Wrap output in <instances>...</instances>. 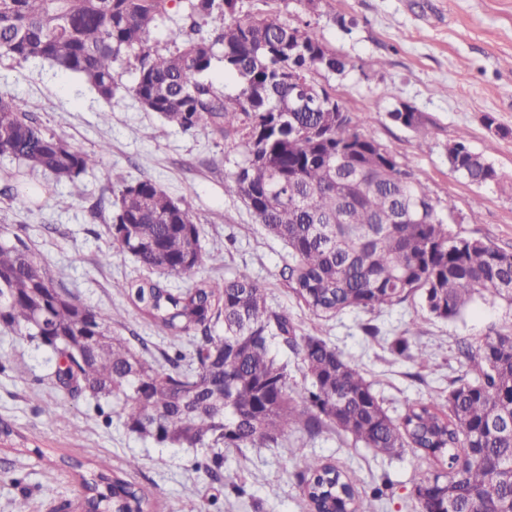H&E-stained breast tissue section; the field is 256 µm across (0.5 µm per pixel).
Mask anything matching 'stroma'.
<instances>
[{
  "label": "stroma",
  "mask_w": 512,
  "mask_h": 512,
  "mask_svg": "<svg viewBox=\"0 0 512 512\" xmlns=\"http://www.w3.org/2000/svg\"><path fill=\"white\" fill-rule=\"evenodd\" d=\"M246 6H269L282 18L309 22L351 63L328 83L351 116H368L363 133L430 188L452 233L512 251V0H316L311 6L305 0H247ZM343 17L354 19L351 31L341 29ZM374 59L381 67H371ZM118 73L123 87L107 104L76 75L46 62L20 64L0 51V96L14 97L76 148L109 146L98 166L74 185L0 157V172H20L25 183L43 191L40 201L23 204L0 192V226H23L57 281L85 303L105 315L122 310L112 329L147 340L145 358L159 356L169 341L119 292V282L145 271L131 254L113 251L109 228L123 186L147 179L188 205L202 226L203 246L224 256L223 267L169 276L167 285L184 288L202 278L250 273L267 289L272 307L288 313L298 335L324 337L357 365L391 417H401L408 404L446 398L460 374V344L475 347L488 334L512 332V305L504 301L476 302L453 320L433 317L416 296L379 311L315 318L281 275L288 259L283 243L240 198L224 192L240 148L206 129L166 124L130 93L131 68L119 67ZM404 105L432 121L428 143L390 119ZM460 139L484 154L501 174L500 183L477 185L452 172L447 148ZM105 251L112 261L102 267L98 259ZM368 322L381 328L377 339L364 335ZM397 336L409 337L411 357L392 352ZM1 353L10 362L0 370V421L48 454H19L0 443V512H11L12 501L23 495L29 512H80V481L60 465L63 455L110 460L114 471L150 498L152 512H309L297 478L305 456L337 465L358 489L386 484L377 512H416L415 487L437 467L414 448L380 455L334 429L312 440L293 430L276 448L226 449L216 480L195 467L204 450L159 446L130 434L117 406L111 424H104L91 399L56 389L48 354L37 343L0 331ZM131 459L136 469L126 468ZM236 484L244 486L245 496L234 494Z\"/></svg>",
  "instance_id": "stroma-1"
}]
</instances>
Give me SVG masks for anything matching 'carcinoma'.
Here are the masks:
<instances>
[{
    "label": "carcinoma",
    "mask_w": 512,
    "mask_h": 512,
    "mask_svg": "<svg viewBox=\"0 0 512 512\" xmlns=\"http://www.w3.org/2000/svg\"><path fill=\"white\" fill-rule=\"evenodd\" d=\"M167 0H0V49L19 62H47L78 74L106 102L119 89L116 66L134 71L130 92L141 106L183 131L209 129L242 148L224 179L288 248L282 275L318 318L374 311L418 294L439 319H455L476 299L512 304V252L452 235L427 185L375 139L367 118L338 112L336 96L316 80L348 62L300 18L253 12L245 0H185L187 25L170 31L172 49L150 44ZM215 27L208 35L201 28ZM219 61L239 92H219L205 75ZM389 117L421 141L418 112ZM0 156L59 182L75 183L99 156L44 131L12 98H0ZM451 169L469 182L497 184L500 173L463 140L448 145ZM416 201L415 222L403 219ZM112 249L131 254L148 275L119 284L175 346L156 365L105 316L57 283L28 238L0 227V326L50 352L51 377L71 396L121 407L126 430L157 445L203 448L217 475L226 448H269L297 427L309 437L334 427L377 454L418 448L441 468L416 486L419 512H512V334L465 350L463 375L444 402H415L388 415L373 385L321 336H297L266 288L246 272L170 288L155 273L187 275L223 265L206 250L189 208L151 180L123 186L110 227ZM224 326V335L213 333ZM281 341L298 356L309 386L297 393ZM66 465L79 477L83 512H148L151 503L107 460ZM309 512H364L384 495L360 492L320 457L298 473Z\"/></svg>",
    "instance_id": "1"
}]
</instances>
